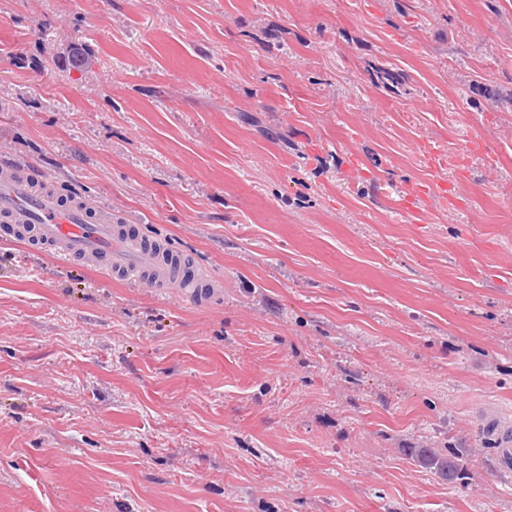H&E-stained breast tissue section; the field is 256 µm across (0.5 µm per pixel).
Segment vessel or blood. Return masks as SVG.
Here are the masks:
<instances>
[{
	"label": "vessel or blood",
	"mask_w": 512,
	"mask_h": 512,
	"mask_svg": "<svg viewBox=\"0 0 512 512\" xmlns=\"http://www.w3.org/2000/svg\"><path fill=\"white\" fill-rule=\"evenodd\" d=\"M402 193L408 207L418 200L447 195L446 190L428 184L404 186ZM0 221L13 225L20 234L34 232L62 261H86L123 282L161 290L196 289L210 279L204 271L188 274L185 258L165 256L157 241L114 223L111 208L84 201L65 204L54 193L35 192L14 170L0 171ZM480 418L495 435L499 470L511 472L512 427L488 411L481 412Z\"/></svg>",
	"instance_id": "1"
}]
</instances>
